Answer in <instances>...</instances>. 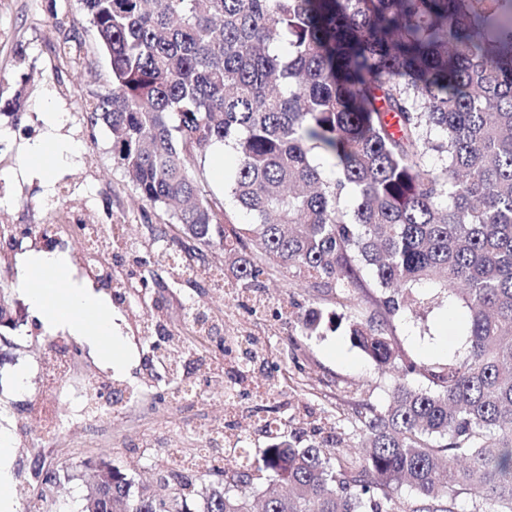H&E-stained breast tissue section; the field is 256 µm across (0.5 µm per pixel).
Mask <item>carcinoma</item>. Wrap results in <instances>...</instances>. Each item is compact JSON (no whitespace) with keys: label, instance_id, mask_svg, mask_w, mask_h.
Returning a JSON list of instances; mask_svg holds the SVG:
<instances>
[{"label":"carcinoma","instance_id":"obj_1","mask_svg":"<svg viewBox=\"0 0 512 512\" xmlns=\"http://www.w3.org/2000/svg\"><path fill=\"white\" fill-rule=\"evenodd\" d=\"M78 4L110 62L104 84L84 68L87 120L143 201L176 204L155 236L239 289L280 268L312 282L336 311L310 309L305 335L345 320L356 348L401 370L384 408L355 410L361 460L319 428L304 446L277 431L258 465L207 466L202 512L257 498L265 512H458L463 498L512 512V0ZM218 146L235 155L242 227L200 177ZM366 271L378 294L363 298ZM425 285L465 302L464 357L400 348L393 323L428 304ZM96 470L94 512H180ZM198 473H170L178 495Z\"/></svg>","mask_w":512,"mask_h":512}]
</instances>
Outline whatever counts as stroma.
I'll return each mask as SVG.
<instances>
[{
	"instance_id": "1",
	"label": "stroma",
	"mask_w": 512,
	"mask_h": 512,
	"mask_svg": "<svg viewBox=\"0 0 512 512\" xmlns=\"http://www.w3.org/2000/svg\"><path fill=\"white\" fill-rule=\"evenodd\" d=\"M67 36L82 42L101 78H108L109 58L98 49L77 0H0V97L10 98L19 87L25 90L19 115H0V213L14 224H41L53 213L78 211L87 223L120 227L130 248L113 252L112 274L129 282V289L113 293L83 269L73 251L68 254V285L92 288L111 304L124 341V361L114 367L93 342L79 336L70 342L81 350L89 373L143 389L144 395L129 408L105 415L98 428L78 425L48 436L27 425L25 410L42 392L41 364L57 335L46 330L21 284L18 258L37 250V243L24 237L19 246L9 248L0 239V283L6 285L20 320L16 329L0 333V433L8 434L13 448L16 512H83L94 465L100 461L119 469L134 487L170 495L163 478L174 465L171 449L205 447L207 424L224 416L226 358L217 343H210L206 363L182 366L200 387L198 400L189 408L170 401L171 387L149 360L162 334L180 336L184 350H194V332L186 320V309L194 303L215 316L221 335L250 336L265 346L269 362L253 371L251 381L268 387L272 414L289 432L315 424L357 444L359 435L348 421L350 402L384 407L397 370L379 369L352 346L346 328L302 335L298 317L331 303L288 272L264 278L262 288L252 292H199L188 284L187 273L156 263L162 242L148 227L166 223L169 212L141 201L112 159L109 131L88 124L83 102L89 88L79 68L66 63L58 50ZM48 110L62 113L61 138L77 145L79 163L51 167L48 177L33 179L26 155L42 137V114ZM467 316L463 301L434 294L425 309L399 318L396 338L417 361L461 357ZM20 370L26 374L21 388L15 384ZM37 459L57 475L48 487H40L31 476Z\"/></svg>"
}]
</instances>
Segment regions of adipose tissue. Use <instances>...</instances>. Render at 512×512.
<instances>
[{"label": "adipose tissue", "mask_w": 512, "mask_h": 512, "mask_svg": "<svg viewBox=\"0 0 512 512\" xmlns=\"http://www.w3.org/2000/svg\"><path fill=\"white\" fill-rule=\"evenodd\" d=\"M45 123L50 136L32 145L27 153L28 169L39 176L45 175L49 165L65 163L77 153L74 146L56 140L52 134L62 123L60 113H47ZM24 264L30 302L46 327L62 326L73 335L88 337L107 350L113 363H120L123 343L114 332L111 307L85 289L68 287L67 265L55 253L29 255Z\"/></svg>", "instance_id": "1"}]
</instances>
